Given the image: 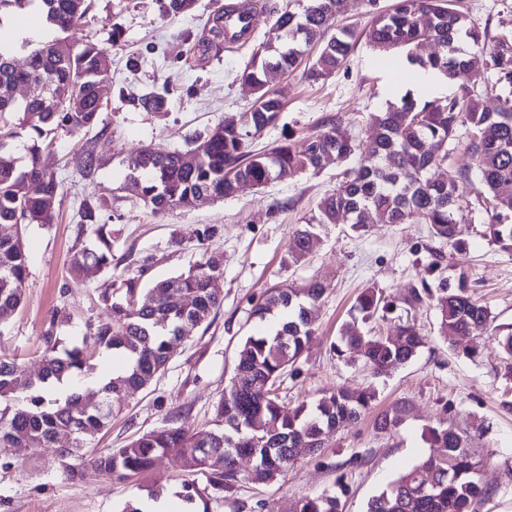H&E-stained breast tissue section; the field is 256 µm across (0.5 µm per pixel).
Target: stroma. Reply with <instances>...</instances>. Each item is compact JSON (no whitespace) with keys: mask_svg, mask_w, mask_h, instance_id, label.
I'll return each instance as SVG.
<instances>
[{"mask_svg":"<svg viewBox=\"0 0 512 512\" xmlns=\"http://www.w3.org/2000/svg\"><path fill=\"white\" fill-rule=\"evenodd\" d=\"M227 2L197 0L191 11L173 15L165 13L162 0H95L82 30L112 58L101 77L104 110L96 126L75 136L58 133L52 142L61 195L53 223L32 225L26 234L24 300L0 326V358L16 360L19 370L37 374L42 336L56 312L66 316L56 333L68 345L81 343L91 326L106 319L97 290L107 284V274L90 268L82 283L73 284L67 272L70 255L83 246L77 238L81 204L104 201L114 255L133 254L124 277H139L146 288L187 271L207 253L223 263L224 303L210 324L174 347L163 374L126 399L94 448L124 447L174 414L193 429H209L213 405L232 376L238 344L258 329L253 303L268 289L317 280L326 292L310 313L313 340L298 363L299 374L285 379L283 393L290 404H312L327 392L372 384L378 391L375 404L357 423L333 431L321 456L296 460L273 481H251L253 463L240 459L232 501L211 494L209 512H282L303 496L334 490L340 479L349 488L344 512H366L374 495L429 454L422 432L443 418L449 402L459 408L462 425L482 429L473 444L484 458L481 480L489 496L479 512H512V413L502 408L503 400L512 398V378L505 376V356L488 332L451 342L439 336L434 309L412 311L410 319L427 344L410 363L378 380L330 350L363 288L374 285L403 296L416 283L428 261L427 225L375 224L358 232L348 224H326L317 228L305 260L290 265L286 258L296 229L318 214L342 164L264 188L246 185L235 196L164 215L145 207L131 184L126 161L141 147L162 143L187 149L225 116L248 110L251 97L238 75L256 45L276 41L271 11L286 8L288 0H256L263 12L248 39L224 41L216 48L199 45L201 33ZM461 8L492 35L502 20H512V0H462ZM134 58L140 65L133 70L129 62ZM400 58L397 52L380 54L361 38L346 63L325 81L308 82L298 70L269 74L267 86L284 108L275 127L251 140V150L280 140L303 148L308 136L334 121L342 122L356 142H365L371 113L410 86L407 69L393 67ZM165 85L171 92L160 111H145L129 100ZM88 155L102 164L85 177L77 163ZM201 224L221 229L203 247L193 236ZM466 236L468 254L446 255V262L468 272L476 296L488 304L497 323L512 324V252L489 242L482 225H471ZM467 343L476 345V356L462 355ZM401 400L412 405L411 414L394 432L378 433L377 414ZM10 457L11 468H0V512H122L143 494L132 482L68 479L57 462L34 446L12 449Z\"/></svg>","mask_w":512,"mask_h":512,"instance_id":"obj_1","label":"stroma"}]
</instances>
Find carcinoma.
Here are the masks:
<instances>
[{"label":"carcinoma","mask_w":512,"mask_h":512,"mask_svg":"<svg viewBox=\"0 0 512 512\" xmlns=\"http://www.w3.org/2000/svg\"><path fill=\"white\" fill-rule=\"evenodd\" d=\"M373 18L364 36L376 50L406 51L409 64L432 69L445 79L485 71L494 84L512 87V25L504 21L489 37L463 12L456 0H394L391 9L376 8L368 0ZM341 0H294V7L276 13L280 44H260L239 75L251 88L253 101L239 116L240 124L224 122L194 147L185 151L149 144L127 160L129 174L138 177L139 196L154 214L176 208L189 209L198 199L232 197L239 184L265 187L326 164L343 162L358 146L341 123L310 138L303 150L277 144L263 153L246 150L247 140L276 124L283 103L266 88V71L293 72L304 66L312 82L328 78L342 66L354 47L356 32L342 27L323 41L319 55L306 61V49L322 41L340 12ZM92 0H0L3 18L32 10L54 31L42 40L12 39L0 27V326L22 304L28 278L25 235L32 224H51L59 195L55 159L49 140L64 130L71 135L97 124L102 112L99 76L110 57L90 39L73 40ZM432 41L438 51L427 57L413 52L416 45ZM25 56V66L15 58ZM27 86L26 98L14 89ZM166 95L148 92L133 99L147 111L166 104ZM468 129L464 150L478 188L474 202L457 203L454 180H434L431 172L448 159V148L460 146V129ZM367 156L344 172V180L325 197L319 215L297 229L288 252L291 264L308 251L315 226L352 225L366 231V215L380 224H426L439 246L427 248L430 260L418 284L404 298H391L375 287L357 297L350 320L343 323L336 355L348 362L361 361L373 377H385L412 360L425 346V337L405 321L400 310L428 306L435 310L439 335L469 336L479 327L490 332L508 359H512V331L501 333L490 307L472 297L468 275L462 269L442 266L441 246L462 253L469 247L462 224H485L490 240L512 250V97L499 99L496 109L484 104L477 82L460 83L446 97L421 99L408 90L373 115L366 128ZM26 141L25 154L16 157V142ZM108 204L84 203L77 236L88 244L72 253L68 273L74 282L95 266L106 272L113 265L112 230L102 222ZM467 213H462V210ZM448 276H443V273ZM438 284L432 285V277ZM224 270L216 258L202 257L184 274L160 280L140 297L138 279L123 280L125 291L112 286L97 290L108 318L90 329L80 344L61 345L50 325L43 336L42 367L35 376L20 373L14 363L0 359V467L12 465L8 449L30 445L62 462L72 480L111 478L131 482L148 472L156 458L168 452L179 455L188 471L207 474L208 486L187 480L185 498L200 499L208 512L209 491L231 493L238 482V462L254 463L253 481L270 482L300 457H313L324 448L325 435L357 421L372 406L375 390L341 388L321 397L313 406L289 408L277 390L284 375L307 350L312 336L305 311L318 302L325 288L312 281L301 288H276L255 304L251 316L268 322L276 313L288 312L278 328L245 336L229 385L216 403L214 428L194 432L172 417L161 427L133 438L124 448L82 453L85 445L107 430L122 411L125 398L164 372L176 330L206 323L224 301ZM393 320L394 334L372 336L366 325L376 319ZM112 352L126 361L124 369L101 386V402L89 406L73 392L61 399L50 380L81 377L93 370L96 355ZM18 394L25 402L13 401ZM448 419L424 432L430 454L402 473L368 502L367 512H477L487 496L480 478L481 459L472 448L469 431L455 421V406L444 407ZM410 412L405 402L381 412L375 420L380 433L398 428ZM260 421L268 429L258 431ZM81 458L74 465L71 457ZM339 492L305 496L286 512H343Z\"/></svg>","instance_id":"1"}]
</instances>
